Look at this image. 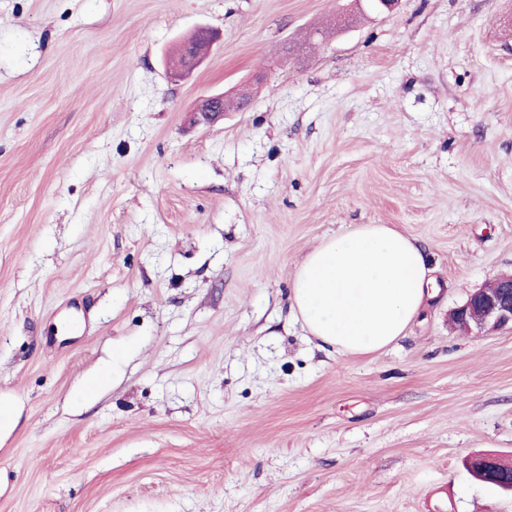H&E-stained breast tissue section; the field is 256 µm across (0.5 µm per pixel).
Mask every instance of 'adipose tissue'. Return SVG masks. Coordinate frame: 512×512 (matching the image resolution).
<instances>
[{"label": "adipose tissue", "instance_id": "1", "mask_svg": "<svg viewBox=\"0 0 512 512\" xmlns=\"http://www.w3.org/2000/svg\"><path fill=\"white\" fill-rule=\"evenodd\" d=\"M437 285L416 242L392 224H358L298 263L291 308L336 352L367 355L405 336Z\"/></svg>", "mask_w": 512, "mask_h": 512}]
</instances>
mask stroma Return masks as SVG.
<instances>
[{
    "instance_id": "35a3bbf8",
    "label": "stroma",
    "mask_w": 512,
    "mask_h": 512,
    "mask_svg": "<svg viewBox=\"0 0 512 512\" xmlns=\"http://www.w3.org/2000/svg\"><path fill=\"white\" fill-rule=\"evenodd\" d=\"M355 224L441 286L363 356L288 300ZM510 271L512 0H0V512H512L463 466L512 460V328L448 325ZM212 35L204 30L198 31L193 38L182 42L178 47L180 62L171 69L170 76L174 80H183L188 78L203 62L204 51L211 45ZM199 43V47L194 45ZM205 47V48H204ZM224 92L215 93L209 96L204 104H202L196 111L195 123H201L202 117L206 124L213 123L217 119L224 118ZM222 105V106H221Z\"/></svg>"
}]
</instances>
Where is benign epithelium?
<instances>
[{
    "label": "benign epithelium",
    "mask_w": 512,
    "mask_h": 512,
    "mask_svg": "<svg viewBox=\"0 0 512 512\" xmlns=\"http://www.w3.org/2000/svg\"><path fill=\"white\" fill-rule=\"evenodd\" d=\"M213 41L204 30L178 47L181 61L170 71L174 80L188 78L203 62L205 48ZM224 94L209 96L196 111V118L210 124L224 117ZM449 321L462 333L473 330L494 331L507 324L512 325V273L501 276L491 288H479L472 292L465 303L449 313ZM498 465L497 458L487 455L470 458L466 468L480 482Z\"/></svg>",
    "instance_id": "obj_1"
}]
</instances>
